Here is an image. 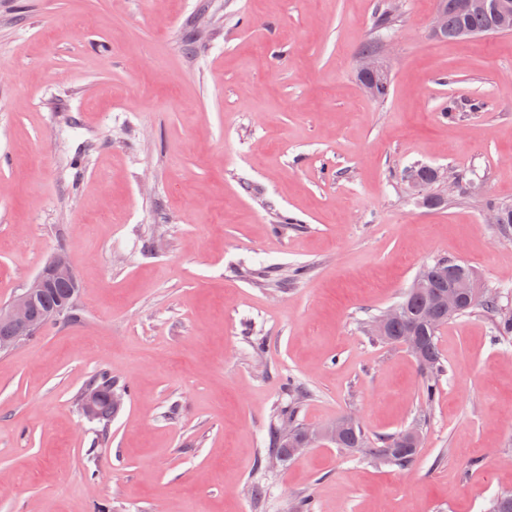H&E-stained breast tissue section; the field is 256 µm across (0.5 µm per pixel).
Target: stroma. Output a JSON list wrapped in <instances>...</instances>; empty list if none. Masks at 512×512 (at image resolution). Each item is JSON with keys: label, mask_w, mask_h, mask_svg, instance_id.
I'll return each instance as SVG.
<instances>
[{"label": "stroma", "mask_w": 512, "mask_h": 512, "mask_svg": "<svg viewBox=\"0 0 512 512\" xmlns=\"http://www.w3.org/2000/svg\"><path fill=\"white\" fill-rule=\"evenodd\" d=\"M383 7L0 0V306L60 250L81 284L77 320L0 351V512H488L512 492V341L449 320L428 404L367 330L439 258L512 310L485 209L512 205V33L436 38V0L380 33ZM372 40L382 100L358 79ZM420 164L461 175L446 205L407 183ZM101 371L126 387L104 425L76 406ZM292 383L302 426L421 428L413 464L325 441L260 463ZM364 57L365 56H374V57H365L362 58L360 62V70L368 71L378 75L380 81L378 86L381 87L384 85L386 76L390 75V68L386 63H383L379 58L375 57L377 55V46L373 43L366 45L362 51Z\"/></svg>", "instance_id": "1"}]
</instances>
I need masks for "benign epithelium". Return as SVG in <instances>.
Masks as SVG:
<instances>
[{
    "instance_id": "obj_1",
    "label": "benign epithelium",
    "mask_w": 512,
    "mask_h": 512,
    "mask_svg": "<svg viewBox=\"0 0 512 512\" xmlns=\"http://www.w3.org/2000/svg\"><path fill=\"white\" fill-rule=\"evenodd\" d=\"M360 70L378 75L381 86L384 85L386 76L390 75L389 66L375 56L363 58L360 62ZM60 281L68 282L70 288L58 302V307L45 312L40 318L35 317L33 307L36 300L47 289ZM76 288L78 285L68 255L62 252L55 253L29 281L22 293L17 295L7 306L0 307V349L13 347L31 338L47 322L67 317L76 297ZM100 404V391L89 389L82 394L80 406L87 419H98ZM347 427L348 421L340 419L325 429L307 428L299 436L294 446L288 449V455L291 458L297 457L321 440L334 444L345 433Z\"/></svg>"
}]
</instances>
